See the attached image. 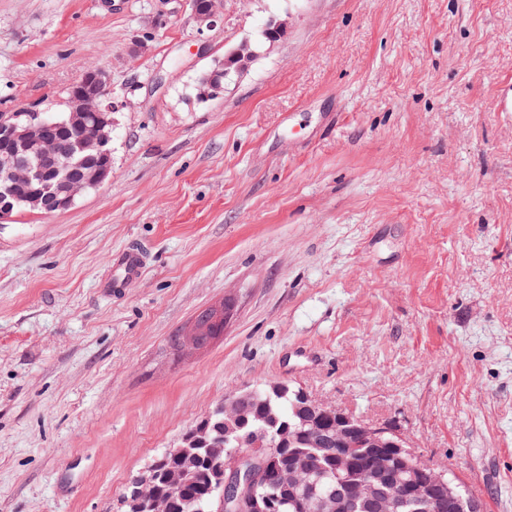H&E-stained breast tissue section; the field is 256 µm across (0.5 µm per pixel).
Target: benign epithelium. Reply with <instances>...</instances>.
Wrapping results in <instances>:
<instances>
[{"label":"benign epithelium","mask_w":512,"mask_h":512,"mask_svg":"<svg viewBox=\"0 0 512 512\" xmlns=\"http://www.w3.org/2000/svg\"><path fill=\"white\" fill-rule=\"evenodd\" d=\"M198 28H211L222 14L218 0L202 5L189 0ZM288 32V19L271 18L259 40L245 41L224 53V67L205 76L199 97L208 99L224 80L243 73L260 55L259 47L274 44ZM111 73L103 66L87 68L71 87L67 112L60 117L34 112L17 103L0 112V220L14 210L52 214L72 206L76 197L104 184L112 175ZM267 388L229 396L214 410L227 416L224 441L246 427L253 403ZM296 421L275 432H249L251 447L225 456L221 480L210 507L217 512H349L361 506L369 512H398L407 500L427 504L432 512H480L471 500H462L457 479L423 462L395 424L375 425L293 391ZM208 425L189 430L182 444L171 450L178 456L208 443ZM366 453L362 469L354 465L355 451ZM326 460L331 467L317 469ZM165 458L153 462L132 483L127 504L131 512H167L157 495V478ZM186 475L167 477L166 494L180 495ZM273 485L288 498L258 497L256 489Z\"/></svg>","instance_id":"obj_1"}]
</instances>
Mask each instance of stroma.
Returning a JSON list of instances; mask_svg holds the SVG:
<instances>
[{
	"label": "stroma",
	"mask_w": 512,
	"mask_h": 512,
	"mask_svg": "<svg viewBox=\"0 0 512 512\" xmlns=\"http://www.w3.org/2000/svg\"><path fill=\"white\" fill-rule=\"evenodd\" d=\"M222 7L202 31L183 0H0V109L61 115L90 65L114 106L110 179L0 222V512H125L156 458L273 380L396 422L512 512V0ZM131 249L144 274L111 292ZM227 297L223 337L171 348ZM288 32V18L272 17L259 33V40L245 41L224 53V65L213 69L205 76L199 97L208 99L223 87L224 80L231 75L243 73L250 63L260 55L258 49L264 44L273 45ZM224 66V69H223Z\"/></svg>",
	"instance_id": "obj_1"
}]
</instances>
